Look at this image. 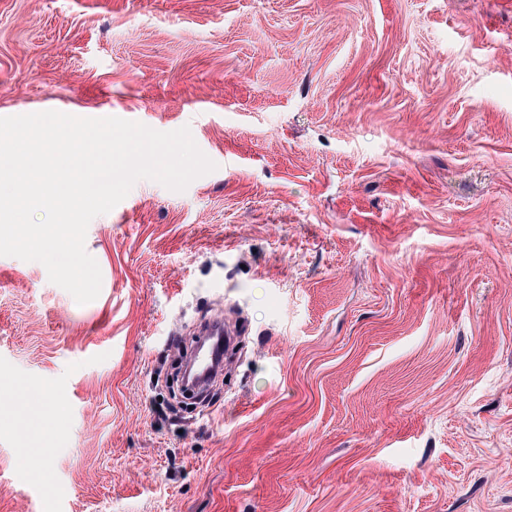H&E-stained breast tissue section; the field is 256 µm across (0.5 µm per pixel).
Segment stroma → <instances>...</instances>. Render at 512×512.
<instances>
[{
    "label": "stroma",
    "instance_id": "1",
    "mask_svg": "<svg viewBox=\"0 0 512 512\" xmlns=\"http://www.w3.org/2000/svg\"><path fill=\"white\" fill-rule=\"evenodd\" d=\"M47 110L217 169L91 221L90 303L0 256V512H512V0H0V117ZM21 379L64 421L23 432ZM202 316L192 317L187 324V332L193 330L191 336L192 349L197 347L201 336L198 333L201 329L202 324L205 320L200 321ZM230 335L227 327H224V319L222 317L210 319L208 324L201 329V333L205 336H218L214 345L211 343L207 348L198 347L194 349L191 354V358L202 368V374L200 378H204L211 370L217 371L223 369L222 358H223V341L224 335Z\"/></svg>",
    "mask_w": 512,
    "mask_h": 512
}]
</instances>
